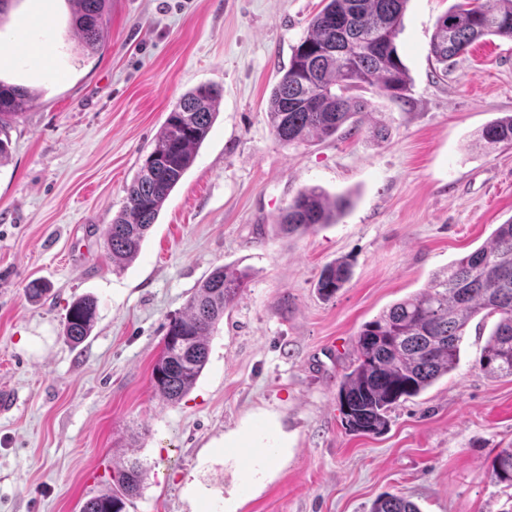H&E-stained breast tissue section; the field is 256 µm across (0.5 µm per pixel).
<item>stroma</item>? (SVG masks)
I'll return each mask as SVG.
<instances>
[{
  "instance_id": "1",
  "label": "stroma",
  "mask_w": 512,
  "mask_h": 512,
  "mask_svg": "<svg viewBox=\"0 0 512 512\" xmlns=\"http://www.w3.org/2000/svg\"><path fill=\"white\" fill-rule=\"evenodd\" d=\"M457 0H409L397 39L407 98L361 89L388 128L298 148L268 123L272 86L321 0H111L101 48L83 53L69 0L38 24L14 0L0 34V80L35 102L9 131L0 166V512H80L129 445L150 467L126 512H369L404 494L421 512H512L488 465L512 443V378L478 366L493 320L470 322L458 367L399 403L388 429L353 434L338 390L361 325L424 288L512 219V147L488 154L481 128L512 113V41L475 43L437 77L428 52ZM219 87L216 120L137 259L108 257L105 228L180 97ZM352 192L335 224L289 234L297 193ZM342 259L329 299L315 285ZM251 271L181 401L155 396L166 325L216 267ZM49 286L40 298L27 288ZM98 302L80 345L63 334L76 299ZM239 433L255 448H225ZM350 279V267L344 260L327 265L321 272L317 281V290L321 296L331 298L344 288Z\"/></svg>"
}]
</instances>
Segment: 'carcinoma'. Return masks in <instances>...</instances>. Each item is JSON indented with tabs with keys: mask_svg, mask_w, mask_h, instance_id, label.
<instances>
[{
	"mask_svg": "<svg viewBox=\"0 0 512 512\" xmlns=\"http://www.w3.org/2000/svg\"><path fill=\"white\" fill-rule=\"evenodd\" d=\"M109 2L72 0L74 34L87 52L100 47ZM323 2L270 94L268 122L283 146L329 139L346 127L359 130L370 111L352 94L354 90L375 87L388 92L392 101L404 99L408 91V69L396 44L408 0ZM488 36L512 41V0H474L471 10L454 5L444 21L436 23L428 56L439 64L453 62ZM35 95L29 86L0 80V165L10 156L8 128ZM218 97L213 86L199 85L169 112L152 151L127 187L122 209L106 228L112 263L130 264L138 256L149 229L206 140L217 117ZM477 143L487 154L512 146V115L484 125ZM351 206L348 194L308 187L298 192L278 223L290 233H305L338 222ZM250 277L247 268H215L184 310L169 319L151 375L160 400L175 404L195 386L208 361L210 337ZM349 279L348 263L338 260L322 270L317 290L330 298ZM97 308L92 297L71 303L63 330L70 343L78 345L90 336ZM479 314L497 317L479 369L489 376L512 378V219L498 225L489 242L434 273L424 289L360 327L356 357L338 393L345 428L382 433L394 405L419 396L457 367L465 329ZM147 472L137 457L112 464L107 488L87 499L80 512H125L127 503L140 495ZM489 475L512 488V445L492 458ZM370 512L420 509L405 495H384L374 500Z\"/></svg>",
	"mask_w": 512,
	"mask_h": 512,
	"instance_id": "obj_1",
	"label": "carcinoma"
}]
</instances>
